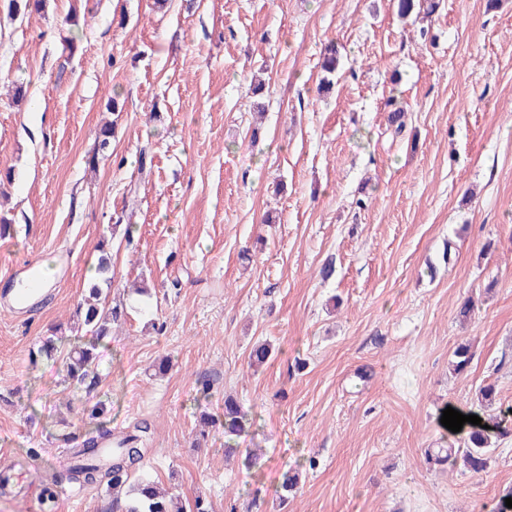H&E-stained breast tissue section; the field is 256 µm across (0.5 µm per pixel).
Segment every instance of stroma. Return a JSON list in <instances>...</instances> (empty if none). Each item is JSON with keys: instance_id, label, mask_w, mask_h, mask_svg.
Wrapping results in <instances>:
<instances>
[{"instance_id": "1", "label": "stroma", "mask_w": 512, "mask_h": 512, "mask_svg": "<svg viewBox=\"0 0 512 512\" xmlns=\"http://www.w3.org/2000/svg\"><path fill=\"white\" fill-rule=\"evenodd\" d=\"M436 3L424 19L394 0L0 6V512H115L104 487L70 483L47 510L36 476L94 429L90 404L115 432L148 421L144 475L214 512H469L512 488V439L480 476L425 456L461 446L441 414L469 411L480 384L512 406V0ZM329 43L341 67L322 95ZM104 238L127 315L99 342L96 381L77 384L38 348L83 341L70 317ZM34 259L54 282L11 309L6 274ZM258 340L273 357L256 370ZM228 394L255 418L239 440L261 449L255 465L225 458L217 427L192 445Z\"/></svg>"}]
</instances>
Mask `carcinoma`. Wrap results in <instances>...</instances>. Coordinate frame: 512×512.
I'll return each instance as SVG.
<instances>
[{"label": "carcinoma", "mask_w": 512, "mask_h": 512, "mask_svg": "<svg viewBox=\"0 0 512 512\" xmlns=\"http://www.w3.org/2000/svg\"><path fill=\"white\" fill-rule=\"evenodd\" d=\"M107 241L98 245L99 255L96 264V277L88 288V297L79 302L74 311L77 328L85 330L96 339H104L110 333V325L118 320L122 313L118 305H111L109 296L112 289L111 253L105 250ZM39 352L47 355L60 354L64 362L66 377L83 381L95 374L98 361L94 346L76 344L68 349L61 348L47 338L43 340ZM271 354L268 344L258 342L249 351L248 359L252 366H261ZM472 359L470 344L462 342L453 352L451 366L457 374L464 373ZM496 386L487 383L478 389V409L475 415L481 418V424L469 425L467 436L459 448H440L427 453V461L434 465L462 466L465 470L480 474L489 469L495 448L500 439L512 435V411L501 410L487 413L485 409L495 404ZM208 422L224 429V452L234 454L238 451L235 441L251 427L252 419L241 405L232 397H224L222 414L215 417L204 415ZM112 435V430L100 427L87 436L81 446L69 449L70 460L65 467L68 480L78 484H101L108 491L127 488L126 500L116 496L113 503L122 505V512H210L206 497L198 495L189 506L183 505L177 496H168L158 491L156 483L141 477L132 480L150 452L147 448L150 440V426L145 422L133 424L130 430L118 434L117 447L112 451L102 447L103 440ZM43 502L54 508L59 495L61 482L57 471L47 469L41 476Z\"/></svg>", "instance_id": "cac0c4a2"}]
</instances>
